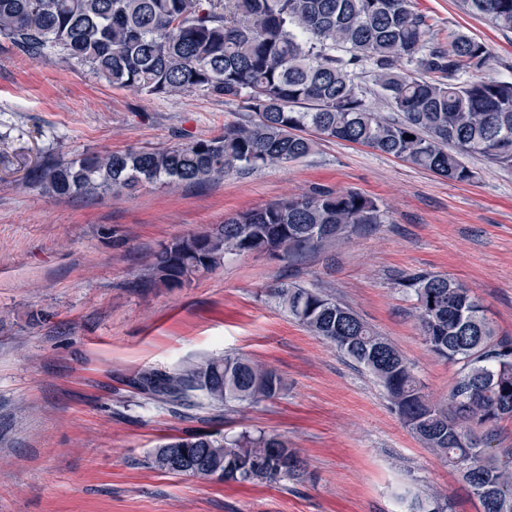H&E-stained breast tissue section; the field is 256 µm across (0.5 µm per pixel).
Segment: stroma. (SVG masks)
I'll list each match as a JSON object with an SVG mask.
<instances>
[{"mask_svg":"<svg viewBox=\"0 0 512 512\" xmlns=\"http://www.w3.org/2000/svg\"><path fill=\"white\" fill-rule=\"evenodd\" d=\"M436 40L463 34L491 52L486 76L512 82V30L461 0H411ZM239 103L201 92L115 88L50 53L0 38V512H404L436 491L480 512L460 473L399 421L376 380L267 299L278 279L325 289L405 356L433 399L456 368L431 354L400 285L417 272L471 288L512 337V169L467 158L456 183L372 148L319 141L307 157L198 185L59 199L29 182L47 158L157 150L223 134ZM324 188L370 196L385 223L285 262L225 258L181 288H144L152 252L240 211ZM242 354L286 388L234 412L192 418L134 389L147 367ZM263 430L307 463L303 481L227 486L153 466L169 437Z\"/></svg>","mask_w":512,"mask_h":512,"instance_id":"1","label":"stroma"}]
</instances>
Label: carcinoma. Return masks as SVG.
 <instances>
[{"mask_svg":"<svg viewBox=\"0 0 512 512\" xmlns=\"http://www.w3.org/2000/svg\"><path fill=\"white\" fill-rule=\"evenodd\" d=\"M466 10L512 30V0H462ZM410 0H0V36L36 59L57 50L98 79L149 96L203 92L239 101L245 123L159 151L45 160L29 171L44 192L71 197L154 184H200L308 156L316 139L364 145L455 182L474 172L468 156L512 168V82L482 77L486 45L456 34L428 37ZM436 75L412 77L400 63ZM367 67L393 115L373 111L354 84ZM470 74L468 80L461 75ZM412 139H406V136ZM384 223L372 198L319 190L238 213L176 237L153 254L148 288H181L229 255L295 260ZM400 285L428 351L456 366L445 401L431 399L404 356L348 306L319 288L280 281L266 296L312 335L335 344L385 390L401 424L455 467L482 512H512V448L492 446L512 419V338L498 335L482 303L446 275L417 273ZM133 385L179 416L221 412L277 397L282 378L243 355L205 356L147 368ZM161 470L224 483L299 481L303 462L277 434L171 437ZM409 512H451L446 498L417 495Z\"/></svg>","mask_w":512,"mask_h":512,"instance_id":"carcinoma-1","label":"carcinoma"}]
</instances>
